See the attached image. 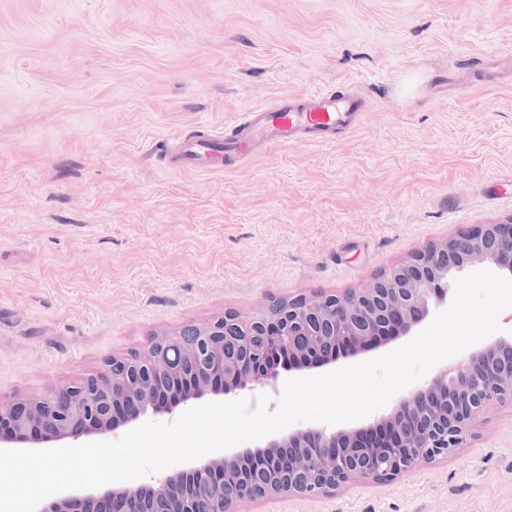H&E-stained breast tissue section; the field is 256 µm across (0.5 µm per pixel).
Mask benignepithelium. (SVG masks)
Masks as SVG:
<instances>
[{"label": "benign epithelium", "instance_id": "benign-epithelium-1", "mask_svg": "<svg viewBox=\"0 0 512 512\" xmlns=\"http://www.w3.org/2000/svg\"><path fill=\"white\" fill-rule=\"evenodd\" d=\"M484 262L512 274V216L461 229L376 275L361 291L274 300L250 320L226 314L206 326L153 337L135 357L112 358L104 371L42 398L0 402V445L107 434L149 414L173 413L208 395L276 386L279 358L296 367L336 362L408 335L447 299L456 274ZM512 401V337L437 373L397 400L376 439L364 431L298 429L240 454L205 459L188 471L170 468L151 482L70 495L39 512H237L272 497L333 495L359 479L378 482L464 447L475 420L493 402ZM261 478L262 494L252 492Z\"/></svg>", "mask_w": 512, "mask_h": 512}]
</instances>
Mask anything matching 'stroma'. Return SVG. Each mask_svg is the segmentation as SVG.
<instances>
[{"mask_svg": "<svg viewBox=\"0 0 512 512\" xmlns=\"http://www.w3.org/2000/svg\"><path fill=\"white\" fill-rule=\"evenodd\" d=\"M359 90L353 129L169 168L177 135ZM512 216V0H0V399ZM239 512H512V402L464 448Z\"/></svg>", "mask_w": 512, "mask_h": 512, "instance_id": "stroma-1", "label": "stroma"}]
</instances>
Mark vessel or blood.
<instances>
[{"label":"vessel or blood","mask_w":512,"mask_h":512,"mask_svg":"<svg viewBox=\"0 0 512 512\" xmlns=\"http://www.w3.org/2000/svg\"><path fill=\"white\" fill-rule=\"evenodd\" d=\"M366 109L367 103L359 95L320 90L287 96L275 108L256 106L243 112L234 124L233 134L212 126L200 136H179V148L172 161L183 169L216 170L227 160L247 156L259 144L316 141L334 131L349 129Z\"/></svg>","instance_id":"1"}]
</instances>
